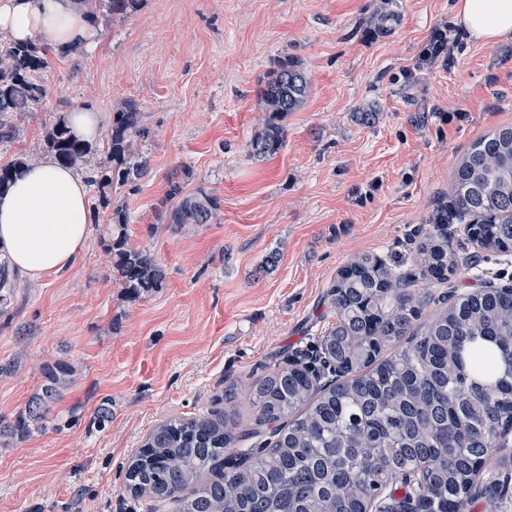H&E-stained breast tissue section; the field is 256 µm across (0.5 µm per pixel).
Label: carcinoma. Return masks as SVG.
Segmentation results:
<instances>
[{"label": "carcinoma", "instance_id": "obj_1", "mask_svg": "<svg viewBox=\"0 0 512 512\" xmlns=\"http://www.w3.org/2000/svg\"><path fill=\"white\" fill-rule=\"evenodd\" d=\"M121 17L140 0H96ZM49 50L35 41L0 43V141L14 138L13 116L45 96L41 73ZM300 63L278 59L262 90V130L253 155L285 144L282 120L308 97ZM144 115L128 101L115 112L106 150L90 183L102 190L142 179L139 142ZM45 151L80 169L94 154L60 119ZM26 154L0 167V193L30 165ZM220 200L185 196L165 212L169 224H207ZM468 224L482 247L512 252V125L475 141L458 162L445 200L429 217L418 246L416 274L369 254L353 257L331 286L336 321L317 354L332 379L322 383L293 360L251 383L245 399L254 427L238 431V412L214 407L196 417L172 416L148 434L125 472L126 489L153 507L176 512H466L487 460L512 434V287H487L452 297L425 314L429 288L459 269L448 225ZM122 285L135 297L163 287L164 274L146 249L112 239ZM63 364L45 370L48 383L0 432H27L45 421L60 388ZM252 439L242 451L238 442Z\"/></svg>", "mask_w": 512, "mask_h": 512}]
</instances>
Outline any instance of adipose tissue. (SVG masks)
Wrapping results in <instances>:
<instances>
[{
  "instance_id": "obj_1",
  "label": "adipose tissue",
  "mask_w": 512,
  "mask_h": 512,
  "mask_svg": "<svg viewBox=\"0 0 512 512\" xmlns=\"http://www.w3.org/2000/svg\"><path fill=\"white\" fill-rule=\"evenodd\" d=\"M452 22L471 40L512 41V0H454ZM0 33L39 41L60 55L100 41L93 0H0ZM91 220L82 174L45 158L0 196V256L31 282L58 278L79 259Z\"/></svg>"
}]
</instances>
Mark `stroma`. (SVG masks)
<instances>
[{
    "label": "stroma",
    "mask_w": 512,
    "mask_h": 512,
    "mask_svg": "<svg viewBox=\"0 0 512 512\" xmlns=\"http://www.w3.org/2000/svg\"><path fill=\"white\" fill-rule=\"evenodd\" d=\"M453 0H142L100 20V45L52 57L46 95L15 115L20 153L44 158L50 124L78 106L104 124L124 100L144 114L148 173L90 187V236L77 264L34 284L13 274L0 305V416L24 412L57 363L72 383L45 426L0 437V512H147L123 485L128 460L164 417H192L245 394L285 358L314 362L336 314L338 271L370 253L417 272L419 229L479 138L512 124V42L457 39L449 57L414 64ZM311 82L288 113L284 147L254 157L261 90L275 59ZM372 109L374 121H359ZM221 205L206 224L166 223L170 182ZM130 247L165 275L139 298L107 250L114 206ZM458 273L436 297L512 285V255L483 250L452 224ZM112 421L95 425L100 408Z\"/></svg>",
    "instance_id": "obj_1"
}]
</instances>
